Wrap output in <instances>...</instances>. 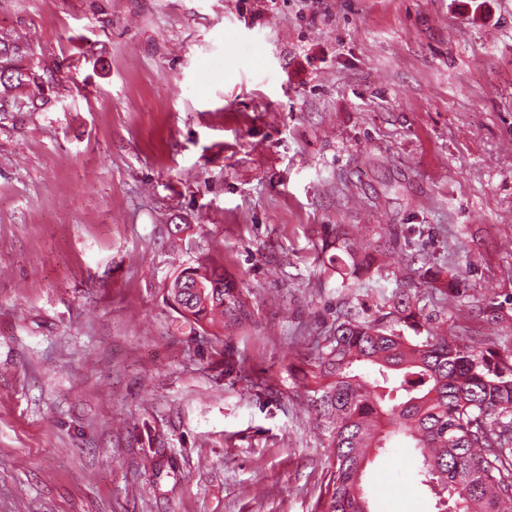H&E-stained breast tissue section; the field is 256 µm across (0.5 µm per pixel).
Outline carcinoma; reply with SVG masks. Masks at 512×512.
Here are the masks:
<instances>
[{
  "label": "carcinoma",
  "mask_w": 512,
  "mask_h": 512,
  "mask_svg": "<svg viewBox=\"0 0 512 512\" xmlns=\"http://www.w3.org/2000/svg\"><path fill=\"white\" fill-rule=\"evenodd\" d=\"M19 53V45L0 42L1 85L36 80L12 64ZM337 249L348 259L335 262L354 276L375 262L346 240ZM175 280L181 288L167 292L172 306L189 325L212 329L215 342L249 322L248 301L223 267L189 266ZM414 285L411 278L396 282L393 310L379 318L349 307L301 370V388L313 393L333 448L321 512H369L362 480L370 449L397 435L420 450L417 477L433 493L436 512H512V363H493L437 327H424L417 341L404 336L401 326L421 327L423 313L411 306ZM362 363L372 376L356 372Z\"/></svg>",
  "instance_id": "1"
}]
</instances>
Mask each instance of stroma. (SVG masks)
<instances>
[{
    "label": "stroma",
    "instance_id": "stroma-1",
    "mask_svg": "<svg viewBox=\"0 0 512 512\" xmlns=\"http://www.w3.org/2000/svg\"><path fill=\"white\" fill-rule=\"evenodd\" d=\"M0 40L41 78L0 112V512H320L294 371L401 268L512 361V0H0ZM209 261L219 344L166 301ZM418 464L371 450L370 512H434ZM342 240L343 241L336 246V249H339L343 254L347 255L351 263L349 264L341 256L336 255L334 264H336V262H340L341 266L347 270L349 269L351 272L350 274L354 276L358 275L360 271L369 272L375 262V259L367 255L363 256V258H359L354 253V250L352 249L351 244L347 241V238H342ZM197 279L206 288H195ZM179 280L180 292H167V296L173 297L170 305L189 325L215 330L212 335L216 343L223 341L224 334L220 330L230 333L249 322L248 301L234 282L224 276L222 266L211 263L189 266L175 276L174 281Z\"/></svg>",
    "mask_w": 512,
    "mask_h": 512
}]
</instances>
